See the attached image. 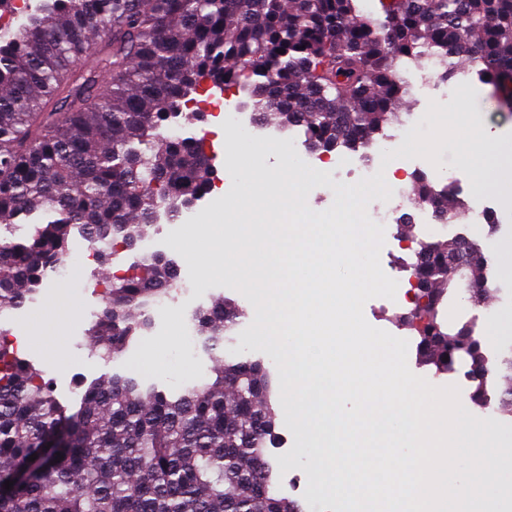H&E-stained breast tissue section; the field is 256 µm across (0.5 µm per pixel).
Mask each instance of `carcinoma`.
Masks as SVG:
<instances>
[{
    "instance_id": "carcinoma-1",
    "label": "carcinoma",
    "mask_w": 512,
    "mask_h": 512,
    "mask_svg": "<svg viewBox=\"0 0 512 512\" xmlns=\"http://www.w3.org/2000/svg\"><path fill=\"white\" fill-rule=\"evenodd\" d=\"M38 0L0 35V310L20 308L67 255L72 230L93 245H131L165 205L175 221L208 193L205 143L161 131L197 113L183 107L204 83L240 84L256 119L304 128L320 154L368 146L411 86L421 59L450 79L467 65L512 108V0ZM417 198L450 224L470 212L451 185L415 177ZM407 265L411 324L425 358L477 367L486 356L470 322L439 306L467 257L473 304L491 285L474 242L419 238ZM175 270L159 255L107 281L88 329L114 360L147 326L139 312ZM241 312L222 301L199 313L212 353L205 382L169 395L112 374L91 382L68 415L43 371L0 338V512H303L274 492L264 458L277 413L260 360L216 354ZM52 449H46V446ZM37 455L29 461L31 455ZM13 482L7 490L4 482Z\"/></svg>"
}]
</instances>
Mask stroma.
<instances>
[{
  "mask_svg": "<svg viewBox=\"0 0 512 512\" xmlns=\"http://www.w3.org/2000/svg\"><path fill=\"white\" fill-rule=\"evenodd\" d=\"M403 77L411 84L412 90L398 117L386 127L385 133L393 141H401L405 135V125L410 115L421 116V130H428L429 124L423 116L430 101L443 105H453L463 111L474 112L480 126L500 131L512 137V110L498 106L491 95V88L482 83L476 73L457 74L449 81L442 82L428 75L425 63L406 64ZM441 168L422 158L411 159L408 171L412 174L427 175L434 185L453 184L461 199L474 202L469 178L455 168L456 153L452 148H444L439 156ZM220 191L205 196L196 202L195 215L179 221L174 232H166V217H159L151 230L159 237L160 247L171 265L176 268L179 278H192L202 275L201 266L190 257L191 251L204 246L212 237L214 227L232 223L230 209L244 197V180L239 179L230 161H222L216 167ZM484 203L489 207L499 229L489 233L487 225L472 223L464 219L461 223L448 225L440 232L439 241H446L461 235L477 242L482 250L493 257L494 262L485 274L492 285L487 311H507L512 313V271L503 269L498 256L502 249L512 245V203H505L499 191L483 193ZM71 255L73 264L79 269L87 289H79L69 281L49 276L32 300L27 301L13 315V333L20 336L23 358L41 369L44 377L50 380L56 398L64 405L71 406L80 399L85 387L104 375L114 372L137 377L145 384H153L170 394L182 393L186 388L205 378L212 365V356L202 346L201 336L186 340L182 334L183 321L187 315L196 314L200 309L210 307L214 302L227 299L235 302L244 315L241 328L235 329L230 340L224 341L221 351L228 358H250L263 360L267 367H274L276 359L272 351L256 350L257 335L246 332L245 327L254 319V299L232 290L231 275H215L207 278L208 285L200 293H188L177 302V315L162 314L157 319L150 334L135 336L123 356L117 360H105L95 353L87 330L94 321L95 311L101 310V296L90 289V282L103 279L107 275L122 276L140 262L139 246H120L115 264H86L78 235H71ZM63 307L73 311V318L64 325L57 324L52 314L53 307ZM411 309L410 303L391 304L389 299L375 297L364 306V317L375 328L406 339L409 343L407 364L417 376L425 378L436 387H458L460 401L476 417L489 419L494 428L491 432L495 440L512 445V409L503 406L502 394L512 385L504 375L494 377V393L490 405L475 404L471 396L474 382L458 380L455 374L436 371L434 366L422 362L416 346L417 339L400 317ZM66 351L70 360L65 367L53 366L52 360L58 351ZM294 425L289 415H279L276 435L267 450L266 458L272 466V482L275 488L288 497L305 501L306 512H322L321 500H305L307 477L304 471L311 459L306 451L297 447L293 436Z\"/></svg>",
  "mask_w": 512,
  "mask_h": 512,
  "instance_id": "stroma-1",
  "label": "stroma"
}]
</instances>
